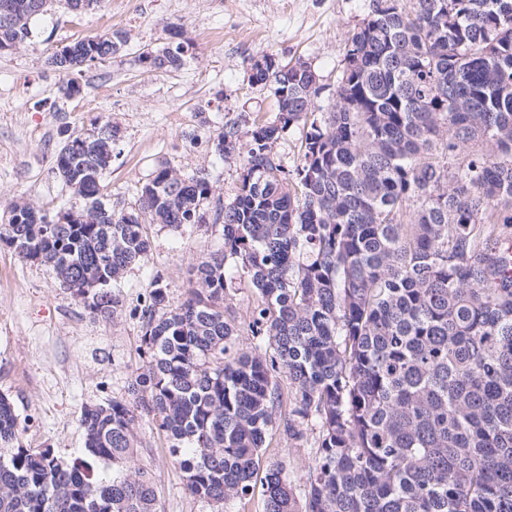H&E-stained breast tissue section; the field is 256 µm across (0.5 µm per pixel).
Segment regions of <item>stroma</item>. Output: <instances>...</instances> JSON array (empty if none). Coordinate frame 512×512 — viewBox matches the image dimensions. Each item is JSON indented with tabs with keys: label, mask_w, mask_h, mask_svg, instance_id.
I'll return each mask as SVG.
<instances>
[{
	"label": "stroma",
	"mask_w": 512,
	"mask_h": 512,
	"mask_svg": "<svg viewBox=\"0 0 512 512\" xmlns=\"http://www.w3.org/2000/svg\"><path fill=\"white\" fill-rule=\"evenodd\" d=\"M368 8L369 0H102L96 10L75 13L59 0L33 21L28 40L0 52V224L19 197L53 214L81 209L53 156L65 133L84 132L96 118L118 130L104 176L113 210L136 207L141 185L162 164L185 176L206 174L214 186L206 223L177 230L149 225L151 250L127 269L120 310L109 321L93 318L50 267L20 259L0 242V394L14 405L24 447L66 459L82 455L83 407L125 397L140 371L138 312L152 279L167 286L169 307H179L192 269L223 248V225L214 215L234 199L240 164L238 155L220 156L218 135L232 125L247 131L278 110L269 88L249 82L250 59L306 61L318 77L317 103L331 111L348 41ZM110 30L126 32L127 44L78 72L81 92L66 96L67 76L51 56ZM176 30L191 43L179 69L140 63L142 50L167 47ZM256 298L250 278L235 273L227 316L239 326L243 347L256 342L248 329ZM318 437L314 423L299 441L275 424L261 468L283 465L303 492ZM139 438L144 452L133 465L150 472L159 512H212L186 492L164 438L147 428Z\"/></svg>",
	"instance_id": "35a3bbf8"
}]
</instances>
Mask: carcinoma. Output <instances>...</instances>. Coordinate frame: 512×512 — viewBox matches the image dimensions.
<instances>
[{
  "label": "carcinoma",
  "instance_id": "carcinoma-1",
  "mask_svg": "<svg viewBox=\"0 0 512 512\" xmlns=\"http://www.w3.org/2000/svg\"><path fill=\"white\" fill-rule=\"evenodd\" d=\"M11 2L1 44L26 41L37 16ZM125 43L119 31L80 39L51 63L69 73ZM184 54L179 43L140 61L177 69ZM249 81L276 96L285 85L267 69ZM318 95L300 75L277 100L288 111L247 131L224 250L176 309L151 281L141 372L129 398L84 406L85 456L14 446L19 418L0 394V512H157L152 477L127 467L145 422L212 512L256 478L265 512H512V0H370L332 111L316 113ZM300 125L287 170L274 147ZM98 129L54 159L83 220L14 201L0 241L109 320V287L147 255L146 225L196 224L213 184L161 166L138 207L116 212L103 193L115 131ZM237 141L224 128L220 154ZM228 266L258 290L248 328L262 346L239 347L224 316ZM283 378L288 438L319 426L302 503L285 467L260 471Z\"/></svg>",
  "mask_w": 512,
  "mask_h": 512
}]
</instances>
